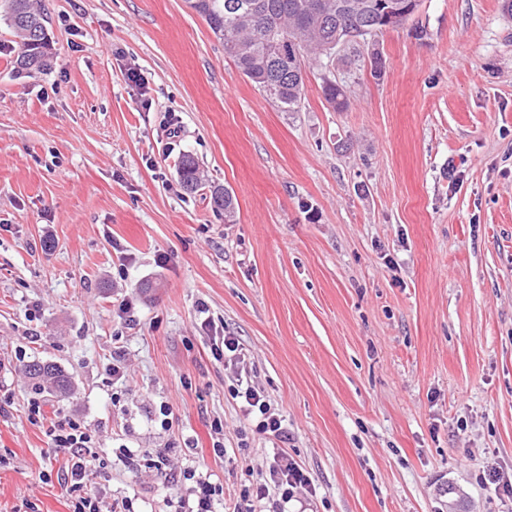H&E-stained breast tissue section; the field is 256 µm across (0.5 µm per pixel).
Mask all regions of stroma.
Segmentation results:
<instances>
[{"mask_svg": "<svg viewBox=\"0 0 512 512\" xmlns=\"http://www.w3.org/2000/svg\"><path fill=\"white\" fill-rule=\"evenodd\" d=\"M39 4L55 56L36 76L13 73L0 18V512H70L51 433L71 421L97 441L89 487L134 512H174L192 469L223 485L217 512H268L239 494L283 455L309 478L288 512H512L504 0H419L402 27L305 61L296 112L185 0ZM187 155L208 182L194 193ZM225 335L237 357L217 354ZM35 359L67 396L35 390ZM242 379L287 440L256 433ZM178 176L181 187L189 193H194L201 185L200 168L191 156H184L178 166ZM26 373L34 381L36 389H48L59 395H65L70 390V377L53 363L34 360L27 364Z\"/></svg>", "mask_w": 512, "mask_h": 512, "instance_id": "stroma-1", "label": "stroma"}]
</instances>
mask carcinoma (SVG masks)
<instances>
[{
  "instance_id": "obj_1",
  "label": "carcinoma",
  "mask_w": 512,
  "mask_h": 512,
  "mask_svg": "<svg viewBox=\"0 0 512 512\" xmlns=\"http://www.w3.org/2000/svg\"><path fill=\"white\" fill-rule=\"evenodd\" d=\"M358 1L366 8L354 12L349 4ZM389 0H187L191 9L205 18L214 35L224 44V55L233 59L242 73L283 112H297L304 98L305 78L301 55L316 59L330 56L329 44L336 32L356 25L384 24ZM7 25L18 38L19 51L12 67L19 77L45 71L53 59L46 17L37 0H4ZM287 34L298 40L282 42ZM325 99L336 109L348 105L343 86L324 81ZM181 187L194 193L201 185L200 168L191 156L178 166ZM214 211L226 216L234 212L232 194L219 187L210 190ZM26 373L38 389L65 395L71 380L57 365L32 361Z\"/></svg>"
}]
</instances>
